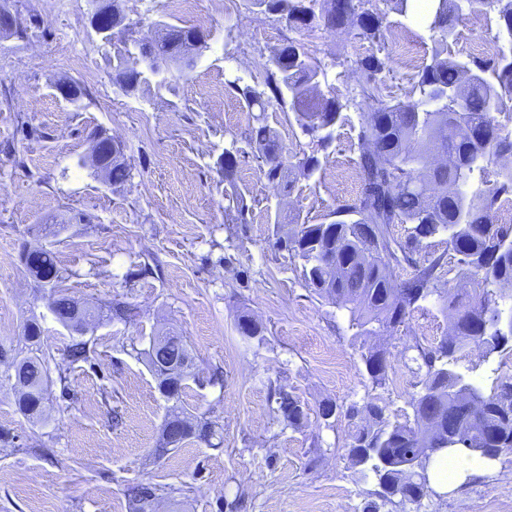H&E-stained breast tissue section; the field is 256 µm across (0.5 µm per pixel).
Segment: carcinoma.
<instances>
[{"label": "carcinoma", "mask_w": 512, "mask_h": 512, "mask_svg": "<svg viewBox=\"0 0 512 512\" xmlns=\"http://www.w3.org/2000/svg\"><path fill=\"white\" fill-rule=\"evenodd\" d=\"M121 0H112V26L120 47L112 66V82L133 93L141 86L167 80L135 68L134 40L123 36ZM265 12L278 16L291 29L316 25L344 29L377 46V51L354 60L365 77L359 95L365 109L359 113L358 140L361 150L356 160L360 190L355 198L332 212L326 224H296V229L278 236L277 249L301 261L308 287L348 312L354 338L361 340L360 361L371 389L386 385V350L367 339L399 329L421 302L431 296L441 301L450 331L436 345L415 341L418 370L423 372L419 390L407 401L411 412L404 419L392 417L381 399L372 397L363 406L346 409L331 400L323 401L318 415H343L350 420L367 419L351 435L347 453L351 464L368 471L378 466L374 492L394 507L421 503L434 493L429 470L442 453H455L490 466L512 454V378H499L493 392L485 394L456 370L460 358L472 348L489 359L495 353L512 354V334L497 325L501 301L512 299V229L494 223L503 203L512 200V174L501 175L498 153L512 150V130L498 120L512 102V0H430L427 20L430 31L447 43L453 21L466 12L484 11L496 17L497 35L511 45L501 50L493 62L462 59L447 48L436 51L430 62L420 66L413 77L409 95L394 102L383 100L377 75L388 66L384 50L386 13L379 8H363L355 0H254ZM204 47V35L195 28L160 21L155 37L143 45L167 68H191L184 55L187 45ZM263 89L238 87L251 109L265 112L267 105L288 102L294 119L318 146H329L333 130L343 122L344 104L335 94L320 90V66L299 43L287 41L271 59ZM248 144L260 159L269 185L291 186L284 182L286 170L297 168L307 177L322 167L317 154H304L286 161L277 136L264 119L257 118ZM453 156L451 168H431L428 156L437 149ZM239 150L224 149L221 169L224 181L235 186ZM112 184L130 179V167L123 149L115 151L109 168ZM225 210L230 223L246 222L248 207L244 197L232 192ZM396 224L410 225L405 237L393 234ZM447 236L448 250L454 253L458 275L467 280L469 291L450 294L442 280L444 255H414L424 241ZM410 266V277L397 280L396 270ZM57 320L79 332L78 325L94 318L125 320L132 309L123 301L100 307L81 304L61 293L54 299ZM147 364L158 379L164 366L178 362L193 364V356L183 337L170 331L149 340L144 351ZM18 385V408L27 418L44 419L48 403L49 376L43 361L34 355L13 363ZM175 399L166 418L181 425L180 444L197 440L208 445L218 436L214 423L190 414ZM278 411L288 425L298 427L306 418L290 393L281 390ZM438 428V449L429 445V424ZM418 461V468L400 467L406 456ZM135 508H146L160 498V488L137 483L127 488Z\"/></svg>", "instance_id": "obj_1"}]
</instances>
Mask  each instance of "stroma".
<instances>
[{
	"label": "stroma",
	"instance_id": "obj_1",
	"mask_svg": "<svg viewBox=\"0 0 512 512\" xmlns=\"http://www.w3.org/2000/svg\"><path fill=\"white\" fill-rule=\"evenodd\" d=\"M18 15L23 35L0 41V512H133L125 493L133 482L161 486L157 512L181 502L185 512H363L377 481L347 458L355 426L324 424L322 401L363 404L371 385L348 314L308 288L287 252L278 250L276 216L329 222L339 202L359 191L358 106L345 109L321 170L294 175L290 191L274 190L253 155L234 183L219 167L224 150L246 147L255 113L238 89L261 86L274 51L302 44L320 65V89L346 99L362 82L356 58L371 43L321 26L289 28L253 0H197L208 16L207 47L196 66L167 86L133 94L112 82V55L89 23V0H0ZM129 36H147L158 21L190 24L167 0H122ZM381 73L384 97L403 98L413 72L406 56L429 60L437 36L414 15L389 13ZM492 15L468 12L454 24L453 53L473 59L475 42L494 36ZM87 60L73 66V56ZM80 84L79 105L56 92L58 81ZM289 155L318 146L295 123L289 105L265 111ZM104 133L126 150L131 178L104 183L84 165L91 135ZM249 207L230 224V185ZM52 250L61 286L76 301L121 299L127 321L94 320L83 334L94 354L72 361L73 341L51 311L57 289L36 287L21 262L25 247ZM262 327L250 338L241 314ZM41 329L40 355L52 381L47 422L18 410L10 373L27 355V320ZM437 298L423 302L406 327L381 337L390 363L380 397L403 413L416 390L415 340L448 333ZM170 330L186 339L195 364L183 400L215 423L219 446L185 442L163 458L156 446L169 401L158 390L143 351L150 336ZM223 379L212 382L213 370ZM457 369L491 391L493 376L512 377V355L483 361L470 350ZM294 394L307 413L288 426L277 390ZM411 512H512V454L477 467L456 487L424 498Z\"/></svg>",
	"mask_w": 512,
	"mask_h": 512
}]
</instances>
